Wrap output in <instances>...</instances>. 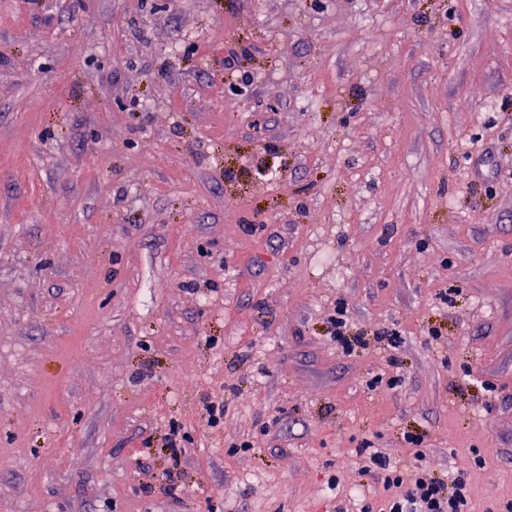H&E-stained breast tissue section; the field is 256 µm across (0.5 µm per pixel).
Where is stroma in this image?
Masks as SVG:
<instances>
[{"label":"stroma","mask_w":512,"mask_h":512,"mask_svg":"<svg viewBox=\"0 0 512 512\" xmlns=\"http://www.w3.org/2000/svg\"><path fill=\"white\" fill-rule=\"evenodd\" d=\"M367 442L512 498V0H0V512H360ZM348 310L345 304L338 303L334 308L333 314L330 315L329 322L332 330L333 340L341 346L346 354H352L355 349L364 343L360 337H349L347 334Z\"/></svg>","instance_id":"1"}]
</instances>
